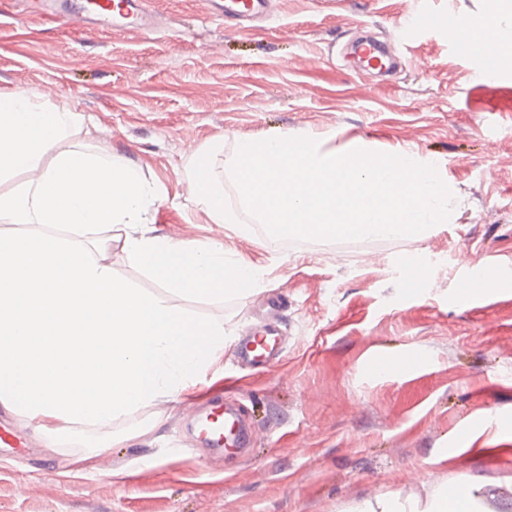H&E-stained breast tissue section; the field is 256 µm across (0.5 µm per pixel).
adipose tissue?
<instances>
[{"label": "adipose tissue", "mask_w": 512, "mask_h": 512, "mask_svg": "<svg viewBox=\"0 0 512 512\" xmlns=\"http://www.w3.org/2000/svg\"><path fill=\"white\" fill-rule=\"evenodd\" d=\"M483 488V482L467 478L452 496L439 488L428 492L422 499L383 495L358 500L348 512H477L478 494Z\"/></svg>", "instance_id": "ef3b65f1"}]
</instances>
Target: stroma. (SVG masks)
<instances>
[{
	"instance_id": "obj_1",
	"label": "stroma",
	"mask_w": 512,
	"mask_h": 512,
	"mask_svg": "<svg viewBox=\"0 0 512 512\" xmlns=\"http://www.w3.org/2000/svg\"><path fill=\"white\" fill-rule=\"evenodd\" d=\"M153 32L77 30L41 0H0V90L39 97L59 88L84 125L73 144L124 156L166 199L150 235L214 242L262 276L229 302L180 299L224 322L226 344L193 389L113 423L125 442L51 443L21 415L26 448L0 450V512H347L388 492L425 495L478 476L496 512H512V428L487 435L474 419L512 416V285L468 305L466 278L512 270V75L449 39L442 22L497 10L496 0H275L271 18L222 17L213 0H151ZM436 19L416 25L419 16ZM386 41L398 65L380 78L352 43ZM285 133L363 142L433 163L454 196L448 223L420 237L277 242L243 211L234 224L186 207L180 173L191 149ZM421 268L424 286L405 281ZM281 297L284 358L254 373L233 356L240 330ZM430 358L413 374L396 363ZM223 392L248 415L251 451L212 464L186 431L188 404ZM463 428L475 449L447 454Z\"/></svg>"
}]
</instances>
